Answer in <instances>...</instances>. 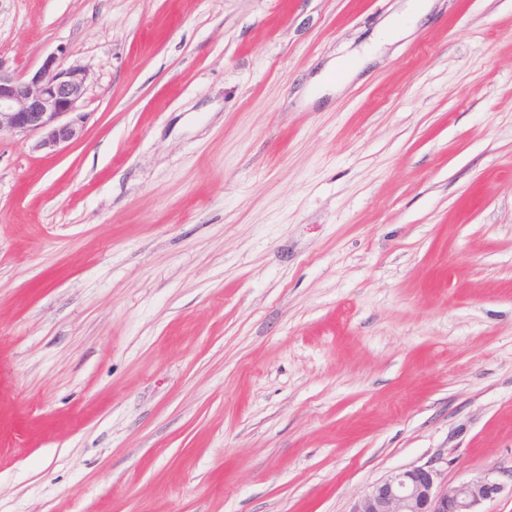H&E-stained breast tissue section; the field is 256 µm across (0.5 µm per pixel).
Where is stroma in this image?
Wrapping results in <instances>:
<instances>
[{
  "label": "stroma",
  "mask_w": 512,
  "mask_h": 512,
  "mask_svg": "<svg viewBox=\"0 0 512 512\" xmlns=\"http://www.w3.org/2000/svg\"><path fill=\"white\" fill-rule=\"evenodd\" d=\"M407 2L0 0L88 75L0 133V512L512 482V0Z\"/></svg>",
  "instance_id": "1"
}]
</instances>
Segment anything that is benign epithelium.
Here are the masks:
<instances>
[{"label": "benign epithelium", "mask_w": 512, "mask_h": 512, "mask_svg": "<svg viewBox=\"0 0 512 512\" xmlns=\"http://www.w3.org/2000/svg\"><path fill=\"white\" fill-rule=\"evenodd\" d=\"M86 80L84 69L61 67L55 54L32 74L19 73L0 59V132L37 135L36 148L50 154L79 140L86 124V113L80 111ZM438 475L431 462L395 471L351 512H480L483 502L504 490L489 472L450 489L437 485Z\"/></svg>", "instance_id": "benign-epithelium-1"}]
</instances>
